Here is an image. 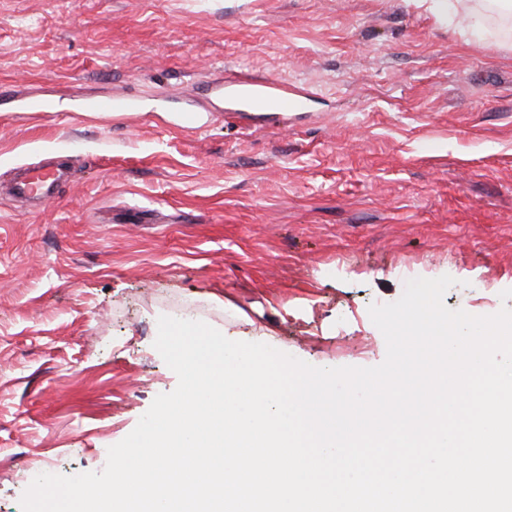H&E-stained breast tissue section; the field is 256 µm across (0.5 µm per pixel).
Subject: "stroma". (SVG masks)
Listing matches in <instances>:
<instances>
[{"mask_svg": "<svg viewBox=\"0 0 512 512\" xmlns=\"http://www.w3.org/2000/svg\"><path fill=\"white\" fill-rule=\"evenodd\" d=\"M272 77L301 112L198 80ZM193 97L86 118L72 94ZM56 112H13V98ZM65 161L53 197L5 191ZM448 275L512 309V16L416 0H0V512L31 475L101 471L176 374L160 316L317 367H372L368 309Z\"/></svg>", "mask_w": 512, "mask_h": 512, "instance_id": "35a3bbf8", "label": "stroma"}]
</instances>
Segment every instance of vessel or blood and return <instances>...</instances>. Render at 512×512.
Wrapping results in <instances>:
<instances>
[{"instance_id":"b4317fda","label":"vessel or blood","mask_w":512,"mask_h":512,"mask_svg":"<svg viewBox=\"0 0 512 512\" xmlns=\"http://www.w3.org/2000/svg\"><path fill=\"white\" fill-rule=\"evenodd\" d=\"M210 94L223 97L224 93L232 95L240 103L249 108L270 107L280 112H299L305 109L306 103L300 97L288 93L282 83L262 78H246L233 83H225L223 74L213 75L206 82ZM138 100L127 97L103 98L90 103L78 104L81 114H95L105 117L111 114L134 112L139 110ZM55 178L51 171L45 169L27 170L23 179L16 182L14 193L19 197L48 193Z\"/></svg>"}]
</instances>
